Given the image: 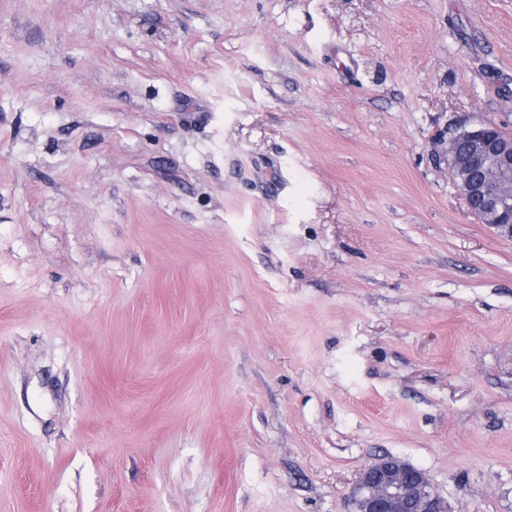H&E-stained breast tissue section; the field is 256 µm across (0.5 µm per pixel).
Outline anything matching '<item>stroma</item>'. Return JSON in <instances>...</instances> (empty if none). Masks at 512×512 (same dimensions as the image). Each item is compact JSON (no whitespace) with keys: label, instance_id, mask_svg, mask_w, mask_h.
Wrapping results in <instances>:
<instances>
[{"label":"stroma","instance_id":"obj_1","mask_svg":"<svg viewBox=\"0 0 512 512\" xmlns=\"http://www.w3.org/2000/svg\"><path fill=\"white\" fill-rule=\"evenodd\" d=\"M512 0H0V512H512ZM447 154L469 210L499 236L512 238V134L494 123L461 124L448 137ZM356 512H450L424 471L383 455L359 474L351 490Z\"/></svg>","mask_w":512,"mask_h":512}]
</instances>
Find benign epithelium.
Listing matches in <instances>:
<instances>
[{
	"label": "benign epithelium",
	"instance_id": "1",
	"mask_svg": "<svg viewBox=\"0 0 512 512\" xmlns=\"http://www.w3.org/2000/svg\"><path fill=\"white\" fill-rule=\"evenodd\" d=\"M448 168L469 210L498 235L512 238V134L494 123L456 127L448 137ZM356 512H450L424 471L383 455L351 490Z\"/></svg>",
	"mask_w": 512,
	"mask_h": 512
}]
</instances>
